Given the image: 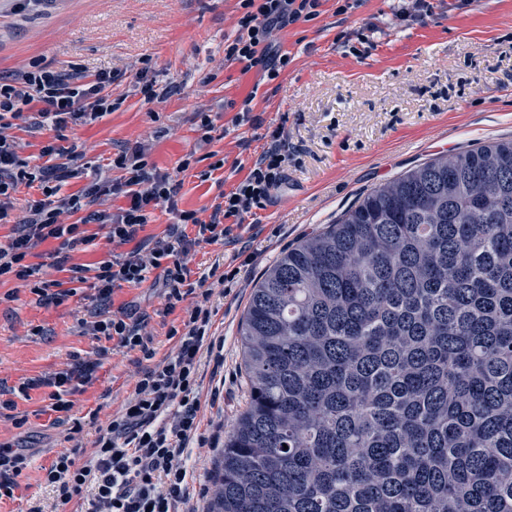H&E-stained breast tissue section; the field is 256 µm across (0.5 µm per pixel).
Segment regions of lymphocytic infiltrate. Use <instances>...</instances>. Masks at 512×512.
Wrapping results in <instances>:
<instances>
[{"label": "lymphocytic infiltrate", "instance_id": "f902f5d3", "mask_svg": "<svg viewBox=\"0 0 512 512\" xmlns=\"http://www.w3.org/2000/svg\"><path fill=\"white\" fill-rule=\"evenodd\" d=\"M321 6L322 0H238L237 33L224 44L225 58L241 64L243 71L256 69L267 80H275L288 65L276 32L316 19ZM112 81L108 71L87 76L38 62L17 78H0V221L13 208L20 185L37 182L42 187L41 198L27 201L13 234L0 240V284L17 282L40 302L56 305L73 296V284L85 285L92 309L79 327L82 333L105 340L92 354L74 356L68 369L30 379L19 389L25 396L30 390L49 388L44 410L54 425H68L66 439L72 444L45 470L52 502L30 512H62L71 503L75 512H205L199 501L206 492H191L188 461L191 447L214 451L219 446V433L201 430L206 394L201 365L204 356L224 348V338L215 328L212 298L216 286L233 282L237 273L220 274L211 268L195 276L188 258L202 245L241 242L246 216L264 208L286 180L288 139L284 126L267 132L265 147L245 178L224 194L206 219L198 211L180 209V181L150 164L138 142L125 145L112 161L122 170L121 178L99 176L78 193L62 194L71 162L84 154L83 145L68 143L67 131L113 111ZM19 122L52 131V141L40 150L43 164L32 166L19 158L10 134ZM119 197L125 198L124 207L112 213L98 210V203ZM159 207L174 214L175 223L162 235L139 240ZM85 209L90 217H82ZM64 213L74 215V222L60 223ZM92 221L119 251L92 267L73 264L71 252L96 240L87 229ZM49 240L55 243L52 265L67 273V281L48 278L42 264L30 260L33 250ZM146 282L159 288L165 313H182L179 324L167 331L173 345L162 355L147 331L146 317L110 309L116 288ZM116 348L139 354L134 392L107 421H100L95 411L88 421H81L75 416L73 397L95 378ZM87 424L95 437L86 448L77 436ZM80 453L86 459L79 464L75 458Z\"/></svg>", "mask_w": 512, "mask_h": 512}]
</instances>
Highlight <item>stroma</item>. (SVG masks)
<instances>
[{
	"mask_svg": "<svg viewBox=\"0 0 512 512\" xmlns=\"http://www.w3.org/2000/svg\"><path fill=\"white\" fill-rule=\"evenodd\" d=\"M433 15L424 25L394 20L397 0H363L340 15L336 0H325L321 15L277 32L275 40L290 62L280 77L241 73L224 58V43L236 35L237 0H50L38 11L23 0H0V75H19L35 62L93 75L114 70L112 97L120 106L101 121L73 130L88 147L75 164L73 193L108 172L126 143L140 141L148 159L175 174L182 186L179 206L209 217L220 193L245 178L265 145L267 127L284 125L292 148L285 183L249 223L269 247L243 267L244 284L215 297V325L224 336V404L205 411L232 428L247 398L241 321L252 288L266 268L304 236L334 223L372 189L430 158L456 154L512 139V0H430ZM377 25L368 54L358 57L350 41L365 23ZM149 75L172 94L151 103L136 92L142 59ZM255 93L259 124L238 126L224 102ZM216 113L213 140L201 145L194 114ZM187 171L177 166L185 155ZM224 166L213 169L214 157ZM11 284L0 285V380L14 387L28 378L65 368L73 355L94 351L99 342L79 334L76 321L90 305L84 293L59 305H44L19 292L6 300ZM114 307L148 316L158 354L171 343L163 324L158 289L123 287ZM40 325L45 335H30ZM130 355L115 353L97 380L76 395L79 413L101 404L117 408L134 389ZM45 390L31 391L17 410L27 416L16 426L0 417V443L24 449L33 466L14 499L0 512H28L42 498L40 469L65 451V429L42 414Z\"/></svg>",
	"mask_w": 512,
	"mask_h": 512,
	"instance_id": "obj_1",
	"label": "stroma"
}]
</instances>
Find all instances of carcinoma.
Instances as JSON below:
<instances>
[{
	"mask_svg": "<svg viewBox=\"0 0 512 512\" xmlns=\"http://www.w3.org/2000/svg\"><path fill=\"white\" fill-rule=\"evenodd\" d=\"M241 336L213 512H512V140L285 251Z\"/></svg>",
	"mask_w": 512,
	"mask_h": 512,
	"instance_id": "cac0c4a2",
	"label": "carcinoma"
}]
</instances>
